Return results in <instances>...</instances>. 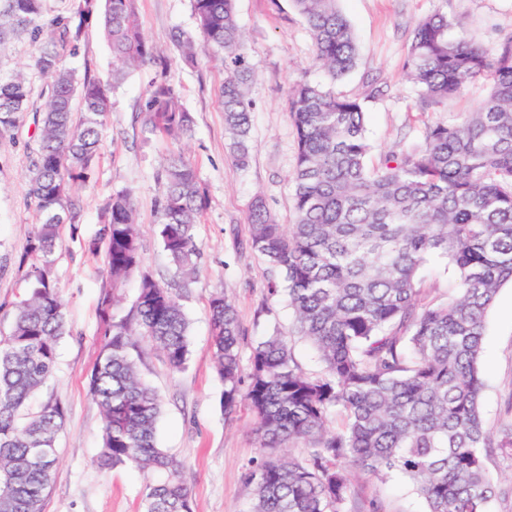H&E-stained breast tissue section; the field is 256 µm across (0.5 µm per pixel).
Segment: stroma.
I'll use <instances>...</instances> for the list:
<instances>
[{
    "mask_svg": "<svg viewBox=\"0 0 512 512\" xmlns=\"http://www.w3.org/2000/svg\"><path fill=\"white\" fill-rule=\"evenodd\" d=\"M234 5L246 35L245 60L254 72L250 152L243 166L235 162L224 131L221 90L227 69L220 59L208 57L187 65L172 43L175 32L199 34L191 0H138L139 24L163 51L165 66L138 69L113 91L97 175L74 194L82 222L60 229L52 273L65 303V332L55 377L28 402L32 412L53 402L65 414L54 479L42 512H142L144 487L153 473L130 467L103 470L95 463L102 421L88 392L87 376L99 354V312L111 282L103 254H91L88 244L112 195L132 190L140 261L119 290L118 315L130 312L142 275H152L163 285L173 281L175 268L157 235L156 207L162 165L169 154L185 153L207 195V207L194 228L200 252L197 279L182 299L190 319V361L186 370L171 371L160 351L141 339L132 354L143 378L161 398L158 442L183 463L193 512H247L251 491L242 475L260 451L251 408L243 403L232 416L224 414V385L212 361L211 296L224 293L235 306L245 343L276 331L293 338L303 368L319 367L312 347L293 337L284 294L268 290V265L250 245L248 214L260 198L276 223H294L289 177L297 143L288 94L295 83L319 80L323 74L314 65L312 38L292 0H235ZM338 7L358 48L357 64L339 89L362 101L374 162L381 153L412 142L427 122L473 111L486 94L485 86L475 84L440 113L418 109L417 92L402 71L418 20L442 10L456 20L455 35L489 49L496 47L503 33L512 31V0H340ZM63 64L81 76L110 77L112 51L98 19L84 25ZM162 72L192 117L190 135L175 139L148 130L144 105L152 82ZM37 136L36 116L28 112L13 139L0 141V337L8 335L14 305L26 292L17 267L36 223L26 175ZM482 379L484 419L495 430L507 420L506 406L512 399L510 283L500 288L487 317ZM350 495L362 506L376 501L381 512H426L424 500L396 477L380 482L355 475Z\"/></svg>",
    "mask_w": 512,
    "mask_h": 512,
    "instance_id": "stroma-1",
    "label": "stroma"
}]
</instances>
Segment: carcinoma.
Here are the masks:
<instances>
[{
  "mask_svg": "<svg viewBox=\"0 0 512 512\" xmlns=\"http://www.w3.org/2000/svg\"><path fill=\"white\" fill-rule=\"evenodd\" d=\"M49 0H0V50L25 36L37 47L30 67L45 83L37 148L26 175L37 224L18 269L25 297L0 339V512H42L64 426L58 404L35 414L28 399L53 376L64 333V303L52 277L64 224L77 228L76 187L97 171L101 129L112 92L127 75L164 57L140 30L137 0H72L69 13L46 19ZM305 19L315 64L326 80H302L289 92L297 138L292 173L295 223L283 226L258 199L251 207V247L269 265L271 292L286 293L294 333L317 352L316 373L302 369L290 341L274 332L242 357L241 331L224 294L209 304L213 359L224 382V415L245 401L255 415L260 457L244 471L249 512H352L350 468L385 481L407 479L427 512H489L502 494L487 472L490 457L512 459V423L499 439L481 409L483 336L500 288L512 283V32L494 49L451 35L440 11L415 26L403 63L424 109L445 107L466 86L487 80L479 108L425 127L403 150L368 163L362 104L336 89L353 68L357 45L337 0H292ZM112 50L105 81L63 67L81 26L97 6ZM202 42L174 35L181 59L220 56L224 126L236 161L249 157L253 71L233 0H192ZM22 70L0 74V139L35 104ZM145 111L170 136L191 132L192 118L166 79L151 85ZM206 207L196 171L183 154L165 159L157 200L158 237L178 280L165 287L141 278L131 317L100 310V353L89 376L102 415V469H151L143 512H192L183 465L159 447L161 399L130 353L133 337L151 342L174 371L186 368L189 319L180 300L192 288L199 252L194 227ZM133 193L107 203L90 244L104 247L112 289L139 265ZM454 270L453 292L420 302L418 276L431 259ZM247 364H242V361ZM33 448H49L39 466Z\"/></svg>",
  "mask_w": 512,
  "mask_h": 512,
  "instance_id": "carcinoma-1",
  "label": "carcinoma"
}]
</instances>
